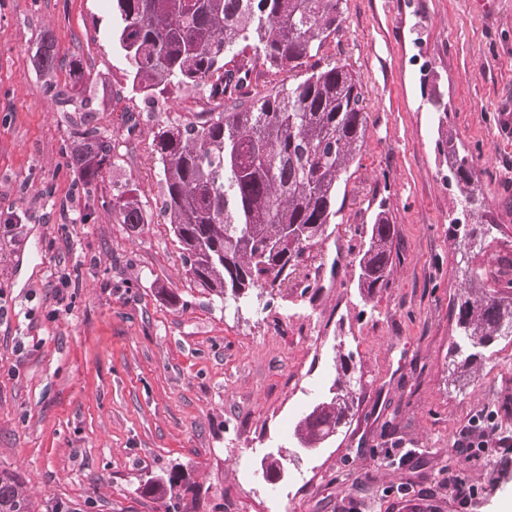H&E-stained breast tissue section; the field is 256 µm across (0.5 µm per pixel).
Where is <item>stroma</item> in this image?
<instances>
[{
  "label": "stroma",
  "instance_id": "obj_1",
  "mask_svg": "<svg viewBox=\"0 0 512 512\" xmlns=\"http://www.w3.org/2000/svg\"><path fill=\"white\" fill-rule=\"evenodd\" d=\"M112 0H0V471L36 512H165L148 479L191 475L179 512H501L512 450L459 447L469 418L512 436V340L460 380L448 364L463 283L436 151L438 87L472 159L494 239L471 268L512 279V0H342L319 53L359 79L368 131L343 208L281 286L217 301L196 286L159 214L157 125L204 105L195 90L130 96ZM51 36L90 73L95 111L55 102L67 69L39 72ZM119 155L84 185L68 164L84 122ZM133 191L136 234L112 213ZM395 228L387 288L362 299L356 259L378 209ZM69 287H62V279ZM177 303H169V295ZM362 376L352 415L296 454L293 427L329 396L339 354ZM285 455L267 493L262 460ZM474 488L457 499L454 478ZM112 213L116 215L118 224H126L133 233L141 230L144 224H150L141 200L131 190L113 188Z\"/></svg>",
  "mask_w": 512,
  "mask_h": 512
}]
</instances>
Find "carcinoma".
Returning <instances> with one entry per match:
<instances>
[{
	"label": "carcinoma",
	"instance_id": "1",
	"mask_svg": "<svg viewBox=\"0 0 512 512\" xmlns=\"http://www.w3.org/2000/svg\"><path fill=\"white\" fill-rule=\"evenodd\" d=\"M112 11V41L128 63L131 92L152 100L192 88L221 108L168 122L153 139L161 211L194 282L221 301L275 288L336 220L341 186L367 133L359 79L344 64L322 68L315 60L341 28V0H113ZM58 57L50 37L33 55L48 74L59 66ZM259 64L276 73L304 67L307 76L257 91ZM68 67L70 83L57 90L61 103L78 99L83 111H94L82 63L71 60ZM73 137L70 163L87 180L117 157L116 141L89 122ZM436 147L451 159L454 208L472 216L462 226L450 220L451 233L479 250L497 225L486 222L473 163L448 132ZM112 213L133 233L149 223L139 197L124 188L112 191ZM393 232L380 210L358 259L359 286L368 296L389 284ZM460 270L465 291L453 303L454 351L467 369L496 340L512 337V291L485 288L483 274L467 262ZM356 369L352 354L340 357L331 397L294 428L299 445L320 448L346 423L361 383ZM189 489L188 474L176 467L144 486L168 499L172 512ZM0 512H35L4 472Z\"/></svg>",
	"mask_w": 512,
	"mask_h": 512
}]
</instances>
